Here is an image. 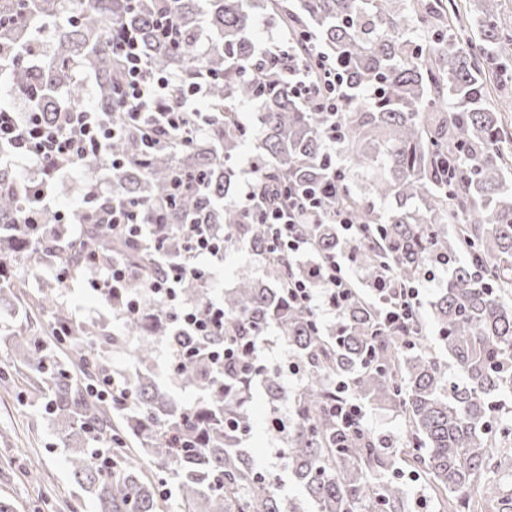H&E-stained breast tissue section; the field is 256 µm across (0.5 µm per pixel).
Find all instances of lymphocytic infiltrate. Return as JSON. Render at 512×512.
I'll return each mask as SVG.
<instances>
[{"label": "lymphocytic infiltrate", "mask_w": 512, "mask_h": 512, "mask_svg": "<svg viewBox=\"0 0 512 512\" xmlns=\"http://www.w3.org/2000/svg\"><path fill=\"white\" fill-rule=\"evenodd\" d=\"M112 53L123 66V96L111 111L97 112L84 108L66 107L55 112L52 119H45L38 112H17L12 107L0 106V147L6 151L7 162L23 158L34 166L52 169L65 174L86 162H104L112 169H119L121 160L110 152V143L119 133L115 114L125 116V123L148 132L179 130L185 126L186 114L194 113L190 95H176V81L172 76L154 69L141 51L139 36L135 31L124 30L112 42ZM345 74L336 64L322 66L315 86L298 83L297 94H316L322 110L329 113L341 111L345 102ZM332 182L289 191V207L275 204L257 205L253 194H245L240 207L256 216L258 223L267 227L272 242L280 251L291 255L307 253L310 240L303 227L330 220L339 226L344 241H356L362 234L360 225L354 224L343 208L326 210L324 202L337 194ZM103 191L99 183L86 188V209L75 215L78 224L105 222L112 233L128 238H138L153 243L154 231L147 223L133 220L125 201H113L108 211H99L95 203ZM187 240L188 261L174 264L149 275L142 288L129 295L125 311L136 315L148 304L166 309L174 316L180 338L168 348V369L176 371L181 362L192 357H202L216 369L232 365L240 372H248L253 359L258 358L262 346L269 342L261 336L258 342L247 343L237 336L224 334V304L207 301L203 308L184 304L180 297L183 279L195 277L211 281L210 268L198 265L199 257L220 260L224 257V240L191 224L183 230ZM378 287H396L397 293L385 313L386 326H398L409 321L420 305V283L412 281L400 286L391 278L378 280ZM288 300L305 307L312 316L342 313L354 297L355 286L345 271L342 254H331L318 260L307 275L289 278Z\"/></svg>", "instance_id": "1"}]
</instances>
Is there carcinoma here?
<instances>
[{
	"label": "carcinoma",
	"mask_w": 512,
	"mask_h": 512,
	"mask_svg": "<svg viewBox=\"0 0 512 512\" xmlns=\"http://www.w3.org/2000/svg\"><path fill=\"white\" fill-rule=\"evenodd\" d=\"M488 2L477 0L474 23L456 0H0V73L49 119L62 107L61 88L73 93L68 105L79 106L74 93L86 75L96 82V108L112 110L122 97L112 38L124 27L139 34L148 61L180 78L182 91L205 84L204 136L161 135L150 147L142 131L126 127L112 140L125 166L112 174L110 194L160 205L156 251L114 240L100 224L63 236L52 210L38 232L28 231L20 224L25 184L0 166V297L26 314L11 342L12 383L48 409L70 479L96 512H301L242 448L252 433L254 383L269 401L284 398L278 369L244 377L187 359L175 382L203 396L179 403L156 382L147 342L119 388L94 396L109 368L106 353L136 336L175 342L172 315L151 306L129 316L124 294H114L105 301L121 332L95 329L7 273L10 261L25 257L80 276L91 270L80 250L88 244L132 267L130 292L159 266L186 259L184 224H211L262 257L264 277L245 276L224 292V335L252 338L274 326L301 364L283 438L288 469L317 512H407L409 491L395 476L404 469L424 474L453 512H512V419L497 405L512 395V152L505 148L512 133L488 87L512 83V28H502ZM255 7L291 42L256 54ZM163 12L180 31L173 44L155 31ZM57 19L51 55L30 61V43ZM476 28L477 43L469 35ZM325 60L346 65L349 100L334 119L316 98L294 91L297 80H316ZM240 102L259 106L264 127L255 146L256 202L279 187L337 177L339 195L325 208L340 206L353 223L370 226L350 249L370 290L357 289L334 331L288 302V274H303L301 262L275 250L265 226L226 201L236 180L231 159L245 137ZM333 120L340 165L323 143ZM305 232L317 259L344 249L334 224ZM436 258L447 262L448 285L429 318L419 312L384 326L389 289L372 284L388 275L416 280ZM180 293L187 305L207 302L200 279L185 280ZM60 336L69 351L62 362L48 350ZM340 380L358 401L404 415L402 447L336 418L330 406ZM91 438L99 447H88Z\"/></svg>",
	"instance_id": "obj_1"
}]
</instances>
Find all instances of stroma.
<instances>
[{"label":"stroma","mask_w":512,"mask_h":512,"mask_svg":"<svg viewBox=\"0 0 512 512\" xmlns=\"http://www.w3.org/2000/svg\"><path fill=\"white\" fill-rule=\"evenodd\" d=\"M237 110L247 131V139L234 162L238 175L233 197L238 200L253 182L247 170L256 160L253 147L263 128L257 105L242 103ZM85 185L86 177L78 170L52 177V208L67 215L73 213L82 202ZM10 268L31 293L55 295L78 320L88 324L111 321L108 305L87 281H61L46 265L35 266L21 258L13 261ZM215 270L217 276L209 296L219 300L226 290L235 286L238 277L260 275L262 263L248 245L228 243L224 246V260ZM282 385L287 397L276 403L269 402L262 393L254 394L248 405L253 432L245 443L256 463L275 475H284L286 471L283 460L277 457L284 443L267 433L265 420L274 411L292 415L294 406L290 395L299 383L286 377ZM364 421L372 435L393 447L401 446L404 419L399 411L369 405L365 408ZM57 435V428L45 410L28 406L26 394L20 388L0 383V495L11 497L18 512H95L93 502L68 477L67 452Z\"/></svg>","instance_id":"1"}]
</instances>
